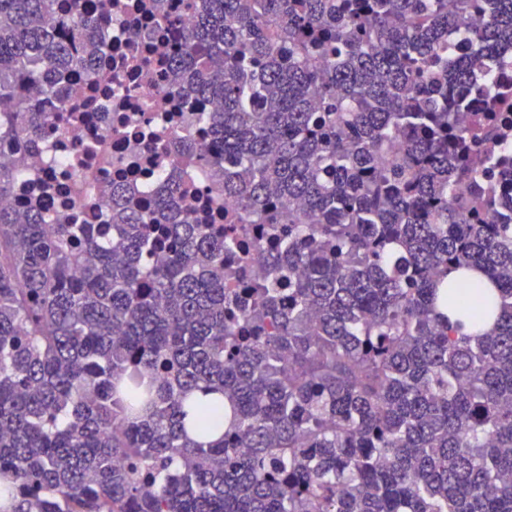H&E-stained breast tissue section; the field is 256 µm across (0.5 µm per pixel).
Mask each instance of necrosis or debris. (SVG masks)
Listing matches in <instances>:
<instances>
[{"label": "necrosis or debris", "mask_w": 512, "mask_h": 512, "mask_svg": "<svg viewBox=\"0 0 512 512\" xmlns=\"http://www.w3.org/2000/svg\"><path fill=\"white\" fill-rule=\"evenodd\" d=\"M119 2L121 9L106 27L96 56L100 81L91 85L82 74H71L72 90L54 129L38 148L25 149L19 141L0 143V163L18 168L12 193L0 203L17 213L38 207L50 223L64 224L71 210L80 209L90 223L102 224L106 192L112 185L122 186L135 198L169 181L205 189L212 186L210 176L152 151L149 139H133L128 131L135 125L192 142L210 139L206 127L183 123L182 117L211 111L213 103L190 95L174 96L166 86L167 52L179 42L180 27L192 23L184 0H163L165 14L177 19L179 28L143 44L134 42L132 34L150 26L140 7L151 0Z\"/></svg>", "instance_id": "4bbe7bcc"}]
</instances>
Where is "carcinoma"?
Here are the masks:
<instances>
[{
	"mask_svg": "<svg viewBox=\"0 0 512 512\" xmlns=\"http://www.w3.org/2000/svg\"><path fill=\"white\" fill-rule=\"evenodd\" d=\"M56 2L0 0V142L99 80ZM205 2L168 87L224 108L152 147L224 223L0 207V512H512V0Z\"/></svg>",
	"mask_w": 512,
	"mask_h": 512,
	"instance_id": "carcinoma-1",
	"label": "carcinoma"
}]
</instances>
